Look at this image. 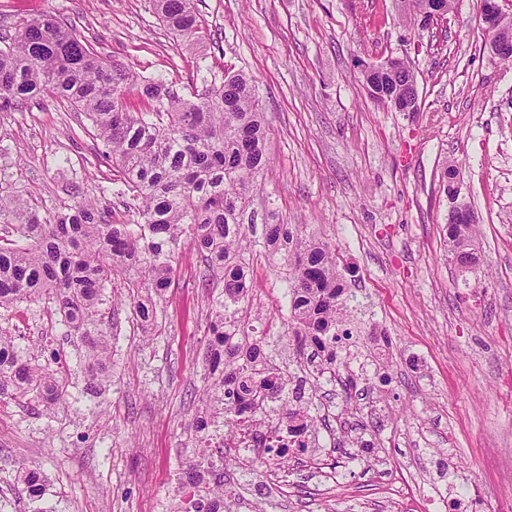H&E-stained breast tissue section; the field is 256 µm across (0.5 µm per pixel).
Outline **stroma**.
<instances>
[{"mask_svg": "<svg viewBox=\"0 0 512 512\" xmlns=\"http://www.w3.org/2000/svg\"><path fill=\"white\" fill-rule=\"evenodd\" d=\"M195 44L163 26L152 0H0V39L49 13L66 19L104 62L195 99L225 74L256 87L270 163L246 220L250 288L238 304L301 401L317 443L281 460L232 449L224 512H512V65L477 28L480 0H456L447 22L405 28L395 0H194ZM390 56L416 68L421 109L371 100L356 59ZM88 122L50 97L0 110V203L42 212L85 199L135 212L118 172L97 155ZM460 165L477 218L479 263L448 257L441 175ZM328 243L355 294L337 352L340 376L313 374L288 334V271L265 245L270 219ZM175 287L141 328L130 290L102 304L109 378L88 389L79 337L46 299L0 308V328L66 357L63 396L0 401V512H155L193 442L185 425L205 408L212 297L200 256L183 239ZM40 468L39 498L20 472Z\"/></svg>", "mask_w": 512, "mask_h": 512, "instance_id": "35a3bbf8", "label": "stroma"}]
</instances>
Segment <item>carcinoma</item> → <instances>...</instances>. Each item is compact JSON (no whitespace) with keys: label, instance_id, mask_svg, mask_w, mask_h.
Instances as JSON below:
<instances>
[{"label":"carcinoma","instance_id":"cac0c4a2","mask_svg":"<svg viewBox=\"0 0 512 512\" xmlns=\"http://www.w3.org/2000/svg\"><path fill=\"white\" fill-rule=\"evenodd\" d=\"M153 5L170 30L193 40L199 26L193 0ZM414 78L405 62L378 79L379 89L401 96ZM130 89L143 100L139 112L125 102ZM45 95L85 114L98 154L120 170L122 184L138 200L136 219L114 224L112 212L92 200L48 215L31 204H17L7 214L0 209V219L16 225L18 234L0 238V308L46 297L96 362L91 381L100 383L108 378L110 353L106 333L96 324L106 285L126 281L145 290L135 315L152 324V295L173 284L175 255L189 234L204 264V281L224 284L211 309L208 391L225 402L227 426L256 418L258 397L282 394L285 382L273 371L262 341L230 330L234 321L225 311L249 292L247 268L238 258L246 239L242 216L268 164L267 126L252 80L228 74L196 99H181L159 82L103 62L69 22L45 14L16 28L0 48V107ZM447 232L449 256L461 272L470 271L478 252L477 224L459 216L448 220ZM264 239L288 266L289 330L297 352L314 346L336 367L334 337L348 300L342 298L346 288L335 253L290 224L265 225ZM29 356L10 332L0 331V397L33 393L46 404L58 400L60 355H53L54 368L33 365ZM21 482L37 497L42 473L25 469ZM174 492L182 512H224V473L215 469L209 449H199Z\"/></svg>","mask_w":512,"mask_h":512}]
</instances>
